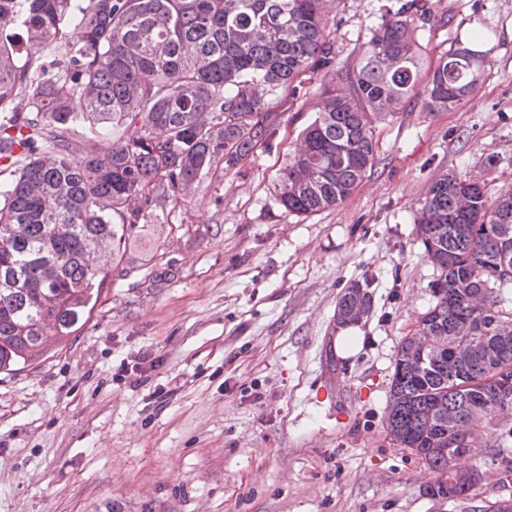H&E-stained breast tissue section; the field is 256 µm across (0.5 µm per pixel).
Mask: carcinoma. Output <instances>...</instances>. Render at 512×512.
<instances>
[{"mask_svg": "<svg viewBox=\"0 0 512 512\" xmlns=\"http://www.w3.org/2000/svg\"><path fill=\"white\" fill-rule=\"evenodd\" d=\"M334 0H0V373L68 342L92 316L128 241L157 208L178 203L212 171L268 146L278 115L268 97L337 70L314 120L280 170L276 201L309 216L347 199L375 163L374 120L418 95V32L438 0H401L370 31L358 61L336 68L327 31ZM80 37L71 41L67 30ZM53 50L55 59L43 58ZM486 53L451 47L425 90L447 111L479 84ZM81 152L79 161L72 159ZM417 233L436 268L434 306L420 318L442 345L419 366L413 339L396 351L386 427L398 445L452 483L479 482L456 457L487 427L512 437V192L487 199L456 174L432 182ZM353 283L336 322L369 316ZM507 413L489 416L495 402ZM451 438L448 452L434 439Z\"/></svg>", "mask_w": 512, "mask_h": 512, "instance_id": "1", "label": "carcinoma"}]
</instances>
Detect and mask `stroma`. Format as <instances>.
I'll return each instance as SVG.
<instances>
[{
	"label": "stroma",
	"instance_id": "obj_1",
	"mask_svg": "<svg viewBox=\"0 0 512 512\" xmlns=\"http://www.w3.org/2000/svg\"><path fill=\"white\" fill-rule=\"evenodd\" d=\"M398 0H335L337 67ZM422 79L488 29L485 73L447 112L416 98L375 119L377 164L336 207L304 217L274 184L316 115L307 80L270 146L201 180L131 239L91 319L59 351L0 373V512H490L512 499L506 447L483 445L467 499L385 424L398 345L435 299L414 219L433 178L512 191V0H441ZM373 310L342 350L344 288Z\"/></svg>",
	"mask_w": 512,
	"mask_h": 512
}]
</instances>
